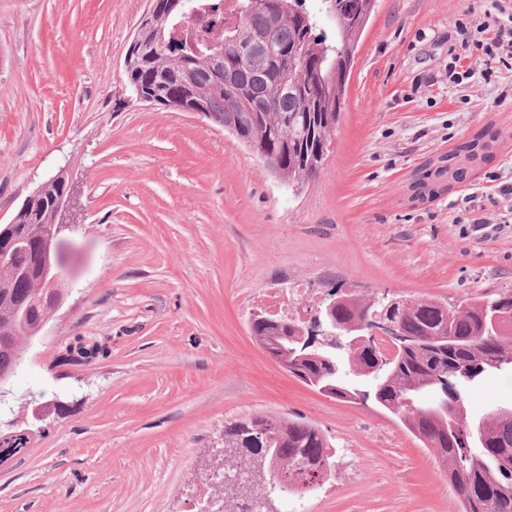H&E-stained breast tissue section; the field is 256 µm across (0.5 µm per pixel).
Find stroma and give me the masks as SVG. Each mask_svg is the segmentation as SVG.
<instances>
[{"label":"stroma","instance_id":"obj_1","mask_svg":"<svg viewBox=\"0 0 512 512\" xmlns=\"http://www.w3.org/2000/svg\"><path fill=\"white\" fill-rule=\"evenodd\" d=\"M151 0H0V224L56 175L82 190L68 233L76 281L9 388L44 429L0 464V512H185L224 427L298 415L335 447L330 482L275 512H460L431 450L394 417L311 389L251 332L265 296L304 281L360 297L512 292V71L465 61L483 0H378L322 173L292 191L220 127L130 101L127 48ZM465 181L411 185L484 128ZM479 203H471L470 194ZM110 355L65 364L76 340ZM512 407V374L467 403Z\"/></svg>","mask_w":512,"mask_h":512}]
</instances>
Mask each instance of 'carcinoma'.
Masks as SVG:
<instances>
[{
	"label": "carcinoma",
	"mask_w": 512,
	"mask_h": 512,
	"mask_svg": "<svg viewBox=\"0 0 512 512\" xmlns=\"http://www.w3.org/2000/svg\"><path fill=\"white\" fill-rule=\"evenodd\" d=\"M153 20L137 27L138 49L125 70L128 87L155 90L159 106L195 104L204 118L224 130H237L250 150L269 156V171L289 189L317 178L330 137L345 103L347 75L360 36L377 0H322L335 25L333 36L318 31L306 0H155ZM197 9L190 28L183 12ZM246 18L247 31L239 25ZM221 33L224 49L211 48ZM479 132L459 143L446 164L419 176L414 197L434 195L443 178L460 183L469 167L486 157L490 141ZM63 186L44 184L22 204L13 221L18 249L0 264V373L20 368L35 339V319L27 307L43 292L44 217ZM383 315L406 336L432 338L433 344L407 349L385 370L368 350L351 353L346 340L367 319ZM335 345L307 339L316 320L297 323L285 316L255 315L250 331L264 350L275 349L281 366L308 386L352 402L370 401L394 415L433 450L440 476L448 481L461 512H512V409L489 417L468 414L467 400L487 375L512 371V292L467 297L458 304L375 294L336 296ZM484 425L473 442L467 428ZM332 444L315 425L299 417L257 415L224 429L227 466L252 469L256 493L271 494L269 472L288 485H310L331 477Z\"/></svg>",
	"instance_id": "1"
}]
</instances>
